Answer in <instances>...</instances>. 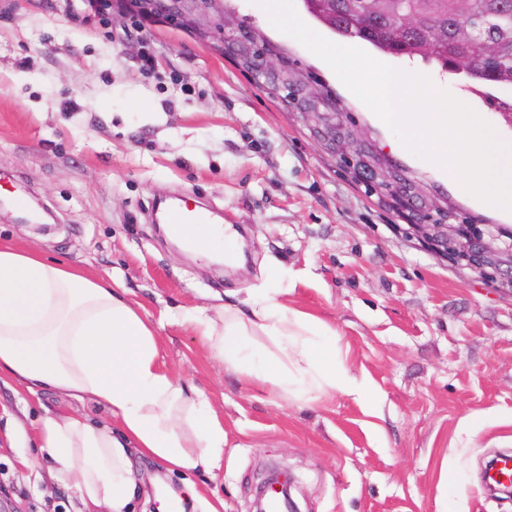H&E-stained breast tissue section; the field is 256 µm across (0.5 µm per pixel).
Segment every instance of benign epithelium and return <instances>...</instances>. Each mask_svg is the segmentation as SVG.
Returning a JSON list of instances; mask_svg holds the SVG:
<instances>
[{"mask_svg": "<svg viewBox=\"0 0 512 512\" xmlns=\"http://www.w3.org/2000/svg\"><path fill=\"white\" fill-rule=\"evenodd\" d=\"M223 0H129L130 8L141 13H160L178 24H191L198 37L214 49L224 48V37L248 49L246 62L259 79L279 92L291 93L283 101H295V79L284 78L287 62L278 53L258 47L253 37L236 38L220 8ZM303 101L294 120L307 126L324 151L339 159L346 172L363 185L367 194L376 195L401 213L408 238L435 255L453 256L464 270L476 278L512 293V238L497 224H466L448 203L430 196L406 173L393 166L349 124L345 112H310ZM294 478L286 470L273 469L257 491V512L268 507V492L277 493V506L285 512H298L291 496Z\"/></svg>", "mask_w": 512, "mask_h": 512, "instance_id": "benign-epithelium-1", "label": "benign epithelium"}]
</instances>
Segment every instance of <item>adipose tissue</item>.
Returning <instances> with one entry per match:
<instances>
[{
  "label": "adipose tissue",
  "instance_id": "obj_1",
  "mask_svg": "<svg viewBox=\"0 0 512 512\" xmlns=\"http://www.w3.org/2000/svg\"><path fill=\"white\" fill-rule=\"evenodd\" d=\"M177 236L206 257L236 246L219 224H187ZM123 293L118 281L0 241V380L32 395L50 388L89 398L112 415L103 424L53 411L33 434L81 512H126L137 491L132 452L171 471L214 470L224 455L211 400L160 360L156 325ZM278 293L271 285L248 309L201 308L185 320L213 356L289 397L307 402L337 390L365 400L372 388L349 376L335 330Z\"/></svg>",
  "mask_w": 512,
  "mask_h": 512
}]
</instances>
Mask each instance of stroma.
Listing matches in <instances>:
<instances>
[{"label": "stroma", "instance_id": "1", "mask_svg": "<svg viewBox=\"0 0 512 512\" xmlns=\"http://www.w3.org/2000/svg\"><path fill=\"white\" fill-rule=\"evenodd\" d=\"M242 31L279 52L327 112H347L375 149L482 224L512 212L479 211L450 190L395 134L251 0H224ZM427 75L512 137L494 103L464 75L371 50ZM0 188L44 212L42 233L0 213V239L34 246L120 279L151 321L173 374L205 391L224 423L219 470L169 471L133 455L140 485L129 512H170L168 497L207 512H254L271 468L295 478L300 512H512L485 470L512 454V294L474 279L406 237L395 211L351 181L296 122L278 94L161 15L105 10L86 21L63 0H0ZM184 197L223 216L240 258L224 267L177 252L153 212ZM276 277L283 301L334 328L351 376L375 389L367 404L341 393L311 403L280 396L214 358L180 315L243 305ZM73 408L97 422L102 406L0 382V512H79L48 462L8 430H34L46 411ZM480 431L471 434L470 417ZM31 458V467L18 457Z\"/></svg>", "mask_w": 512, "mask_h": 512}]
</instances>
